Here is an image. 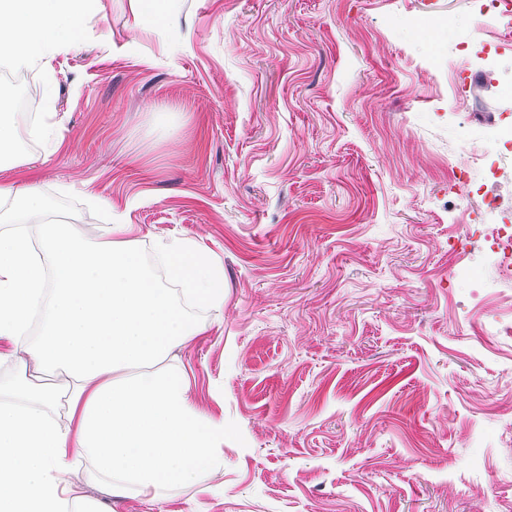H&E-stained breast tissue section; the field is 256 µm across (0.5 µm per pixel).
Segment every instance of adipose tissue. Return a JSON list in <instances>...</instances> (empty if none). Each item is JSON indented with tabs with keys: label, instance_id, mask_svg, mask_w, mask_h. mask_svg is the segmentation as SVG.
Returning a JSON list of instances; mask_svg holds the SVG:
<instances>
[{
	"label": "adipose tissue",
	"instance_id": "1",
	"mask_svg": "<svg viewBox=\"0 0 512 512\" xmlns=\"http://www.w3.org/2000/svg\"><path fill=\"white\" fill-rule=\"evenodd\" d=\"M94 2L0 0V61L50 64ZM132 231L116 223L89 240L44 224L39 253L26 236L0 231V362L24 348L62 376L20 373L0 400V512H108L69 483L73 473L108 497L133 490L160 504L215 468L224 422L194 405L175 356L202 330L144 265ZM156 260L196 303L223 310L224 270L196 243L159 241ZM45 306L44 332L29 343L28 323Z\"/></svg>",
	"mask_w": 512,
	"mask_h": 512
}]
</instances>
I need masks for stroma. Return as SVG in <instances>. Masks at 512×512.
<instances>
[{
	"label": "stroma",
	"mask_w": 512,
	"mask_h": 512,
	"mask_svg": "<svg viewBox=\"0 0 512 512\" xmlns=\"http://www.w3.org/2000/svg\"><path fill=\"white\" fill-rule=\"evenodd\" d=\"M498 29L479 0H99L27 68L20 121L61 147L31 132L0 183L92 238L134 226L224 420L205 491L114 512H512V278L463 247L512 49L497 76L454 53ZM171 236L223 266L222 313L155 264Z\"/></svg>",
	"instance_id": "stroma-1"
}]
</instances>
